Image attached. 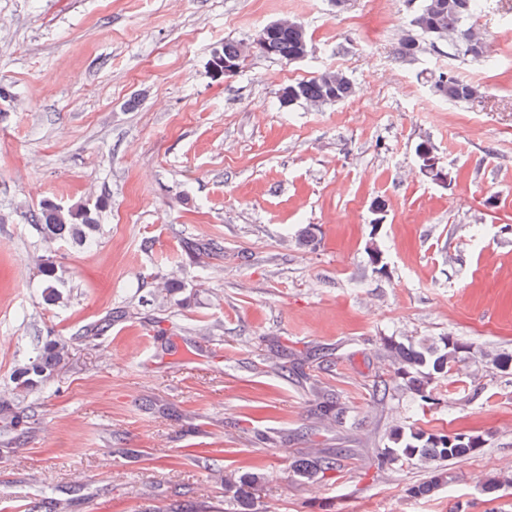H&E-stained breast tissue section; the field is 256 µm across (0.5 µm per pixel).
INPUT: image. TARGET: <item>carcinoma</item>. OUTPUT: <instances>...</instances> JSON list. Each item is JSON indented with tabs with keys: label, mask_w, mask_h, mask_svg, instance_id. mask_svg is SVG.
Here are the masks:
<instances>
[{
	"label": "carcinoma",
	"mask_w": 512,
	"mask_h": 512,
	"mask_svg": "<svg viewBox=\"0 0 512 512\" xmlns=\"http://www.w3.org/2000/svg\"><path fill=\"white\" fill-rule=\"evenodd\" d=\"M483 7L484 0H420V5L409 22V37L412 44L401 42L400 56H406L411 45L415 47V53L419 54L424 50V39L434 41L443 36L463 46L464 54H469L473 18L482 12ZM306 40L307 32L296 28L294 22L290 21L288 25L268 35L263 56L288 62ZM215 53L235 66V69L225 73L227 78L236 74L237 69L241 68L248 57L245 44L241 41L227 40L224 46L215 50ZM430 82L435 95L455 102L470 100V90L480 88V85L467 82L450 70L430 73ZM280 91L288 94L290 107L298 103L331 104L352 98L355 95V85L346 74L337 72L332 76L325 70L306 80L288 83L282 86ZM107 206L108 202L105 199H99L93 205L79 202L64 208L49 200L40 205V211L34 216L41 237V247L35 261L41 275V299L46 305H65L62 294L64 280L60 267L51 256L55 243L72 240L88 248L94 246L96 234L100 229V217ZM383 345L399 379L396 389L424 399L430 398L433 381L447 374L460 362H468L476 370L490 364L502 372L506 371L507 364H512L510 352L502 351L491 355L475 350L472 345L454 336H441L437 340L427 337L415 342L385 337ZM66 354L65 341H46L36 355L13 372L12 394L22 396L38 389L64 361ZM387 441V446L380 453L382 464L394 466L411 460L426 469L424 480L407 489L410 496L418 498L429 497L447 485V462L461 460L474 454L484 446L486 439L483 435L474 433H447L396 427L390 431ZM335 466V458L316 455L300 460L295 469L298 473L311 478L332 470ZM259 482L260 476L250 472L224 480V483L235 487L238 512H252L251 490Z\"/></svg>",
	"instance_id": "cac0c4a2"
}]
</instances>
